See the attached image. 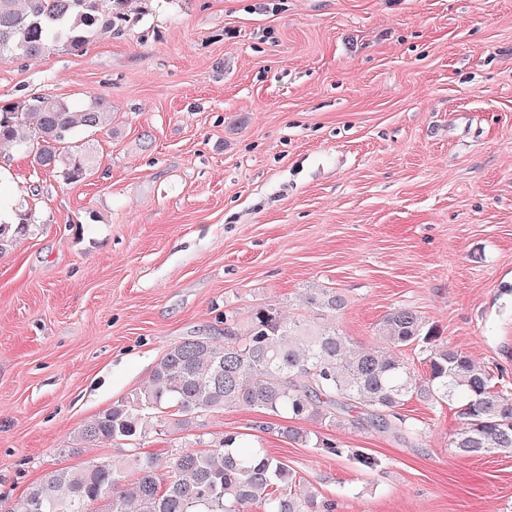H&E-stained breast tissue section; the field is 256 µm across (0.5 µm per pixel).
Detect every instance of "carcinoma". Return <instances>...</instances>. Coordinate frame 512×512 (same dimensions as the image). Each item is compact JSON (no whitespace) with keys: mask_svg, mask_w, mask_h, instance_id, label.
<instances>
[{"mask_svg":"<svg viewBox=\"0 0 512 512\" xmlns=\"http://www.w3.org/2000/svg\"><path fill=\"white\" fill-rule=\"evenodd\" d=\"M154 0H0V56L37 59L68 54L122 34ZM101 97L77 107L33 93L0 105V146L36 145L35 166L67 183L85 180L91 153L77 143L83 131L110 124ZM30 215L15 210L0 220V253L23 234ZM318 310L309 322L285 317L272 305L255 307L246 320L224 314L221 336H190L157 361L149 380L74 433L77 448L109 441L119 458H94L58 468L29 486L8 512H330L283 460L232 431L209 437L202 419L226 410L256 411L272 419H317L331 426L405 439L421 430L400 413L416 396L455 411L462 427L452 445L462 456L512 454V394L466 353L448 345L415 310L398 307L379 324L371 348L354 344L328 318L343 295L322 288L308 297ZM416 347L426 364L419 377L396 355ZM191 432L194 448H172L162 458L145 445ZM282 434L327 455L335 441L292 427ZM362 473L378 460L352 452Z\"/></svg>","mask_w":512,"mask_h":512,"instance_id":"obj_1","label":"carcinoma"}]
</instances>
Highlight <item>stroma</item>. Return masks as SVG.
I'll list each match as a JSON object with an SVG mask.
<instances>
[{
	"label": "stroma",
	"mask_w": 512,
	"mask_h": 512,
	"mask_svg": "<svg viewBox=\"0 0 512 512\" xmlns=\"http://www.w3.org/2000/svg\"><path fill=\"white\" fill-rule=\"evenodd\" d=\"M106 98L83 134L91 175L64 183L29 149L0 183L32 225L0 253V512L68 453L72 433L151 376L174 343L261 304L369 347L406 306L512 386V0H156L84 50L0 57V100ZM422 434L263 416L253 434L333 512H512V455H458L457 416L413 398ZM381 465L356 472L347 449ZM280 434H284L285 436L293 439L301 440L306 444L311 443V448H316L321 453H325L327 455H338L341 453V448H339L340 446H338L335 441L321 435H315V437L312 438L308 433L300 432L299 430L292 427L283 428Z\"/></svg>",
	"instance_id": "35a3bbf8"
}]
</instances>
